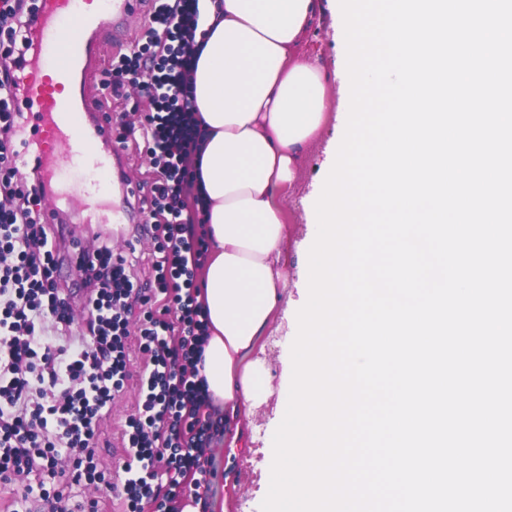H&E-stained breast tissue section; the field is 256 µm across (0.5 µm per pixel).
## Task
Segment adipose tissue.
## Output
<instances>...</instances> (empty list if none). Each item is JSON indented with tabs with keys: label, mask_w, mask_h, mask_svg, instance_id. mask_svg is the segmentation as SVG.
I'll use <instances>...</instances> for the list:
<instances>
[{
	"label": "adipose tissue",
	"mask_w": 512,
	"mask_h": 512,
	"mask_svg": "<svg viewBox=\"0 0 512 512\" xmlns=\"http://www.w3.org/2000/svg\"><path fill=\"white\" fill-rule=\"evenodd\" d=\"M199 8L207 36L193 97L211 239L200 296L210 336L199 369L233 443L272 394L259 354L288 286L281 201L335 100L325 66L304 49L319 0H200Z\"/></svg>",
	"instance_id": "obj_1"
}]
</instances>
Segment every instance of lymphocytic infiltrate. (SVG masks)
Wrapping results in <instances>:
<instances>
[{
	"label": "lymphocytic infiltrate",
	"mask_w": 512,
	"mask_h": 512,
	"mask_svg": "<svg viewBox=\"0 0 512 512\" xmlns=\"http://www.w3.org/2000/svg\"><path fill=\"white\" fill-rule=\"evenodd\" d=\"M26 0H0V486L36 472L37 486L14 499L12 512L32 503L64 504V512H99L100 502H73L72 489L101 484L121 512H182L185 500H206L215 477L209 449L223 434V419L208 410L200 375L209 317L198 302L197 272L208 257L201 210H188L191 170L198 151V120L189 98L198 0H151L141 43L117 53L108 86L119 98L129 78L146 76L154 105L139 128L117 141L142 136L155 177L142 211L155 259L146 282L135 281L111 238L93 250L64 248L63 230L47 224L36 204L44 186L15 165L14 135L22 122L12 109L17 89L12 68L28 46ZM83 272L62 276L65 265ZM87 315L86 333L72 338L74 297ZM144 357L132 372L130 339ZM137 405L122 429L120 481L99 457L97 425L129 380ZM68 460L69 470L59 467Z\"/></svg>",
	"instance_id": "lymphocytic-infiltrate-1"
}]
</instances>
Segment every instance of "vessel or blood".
Masks as SVG:
<instances>
[{"instance_id":"obj_1","label":"vessel or blood","mask_w":512,"mask_h":512,"mask_svg":"<svg viewBox=\"0 0 512 512\" xmlns=\"http://www.w3.org/2000/svg\"><path fill=\"white\" fill-rule=\"evenodd\" d=\"M139 0H112L111 12H102L99 0H37L28 26L36 40L37 56L19 70L15 111L24 113L32 130L35 150H20L16 162L48 181L49 162L62 147H73L89 137L111 144L114 129L85 93L102 57L100 34L125 23L137 12Z\"/></svg>"}]
</instances>
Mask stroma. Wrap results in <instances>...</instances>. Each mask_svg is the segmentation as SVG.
Wrapping results in <instances>:
<instances>
[{
    "label": "stroma",
    "mask_w": 512,
    "mask_h": 512,
    "mask_svg": "<svg viewBox=\"0 0 512 512\" xmlns=\"http://www.w3.org/2000/svg\"><path fill=\"white\" fill-rule=\"evenodd\" d=\"M336 19L331 9H324L320 21L307 38V50L319 56L327 69L344 66L346 48L336 38ZM102 76H95L87 93L90 102L99 110L111 113L113 119L126 125H137L141 113L150 111L148 98L136 90H129L127 99H105ZM338 136L335 119H328L318 140L305 152L303 165L295 186L288 192L283 212L288 225V244L284 258L288 272L285 308H294L299 298L298 284L308 261L306 238L309 233L307 209L316 190L329 144ZM55 177L46 188L41 204L60 208L61 216L70 226L71 236L83 247L94 248L95 240L89 225L111 222L112 246L115 252L128 257L135 264L139 276H146L152 261L153 242L150 236L132 241L130 224L112 223V210L120 206L127 190L136 197L148 193L153 168L145 152L127 148L119 160L113 161L111 175L103 179L100 198H85L83 191L93 183L90 169L76 163L71 152L59 153L55 159ZM292 318L277 317L264 341L262 359L272 387L268 401L256 409L252 426L239 438L236 445L216 443L213 446L214 466L218 478L209 492L211 512H260L267 495L266 460L268 439L274 426L275 410L285 386L287 358L294 340ZM136 385H128L125 394L116 400L109 416L101 422L100 455L108 465H118L124 454L121 424L135 410Z\"/></svg>",
    "instance_id": "35a3bbf8"
}]
</instances>
